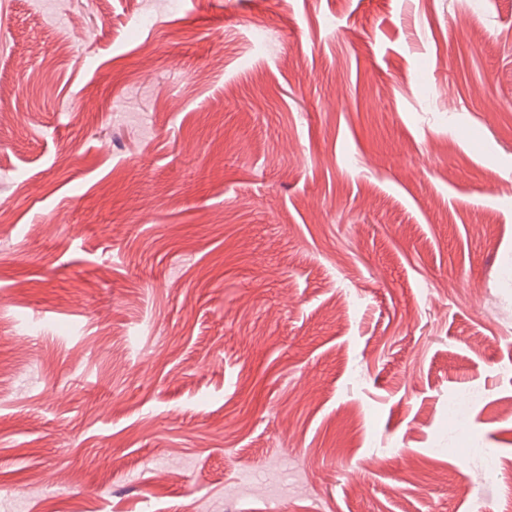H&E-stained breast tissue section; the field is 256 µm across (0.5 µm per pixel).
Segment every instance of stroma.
Returning a JSON list of instances; mask_svg holds the SVG:
<instances>
[{"label": "stroma", "instance_id": "1", "mask_svg": "<svg viewBox=\"0 0 512 512\" xmlns=\"http://www.w3.org/2000/svg\"><path fill=\"white\" fill-rule=\"evenodd\" d=\"M0 85V512H512V0H0Z\"/></svg>", "mask_w": 512, "mask_h": 512}]
</instances>
